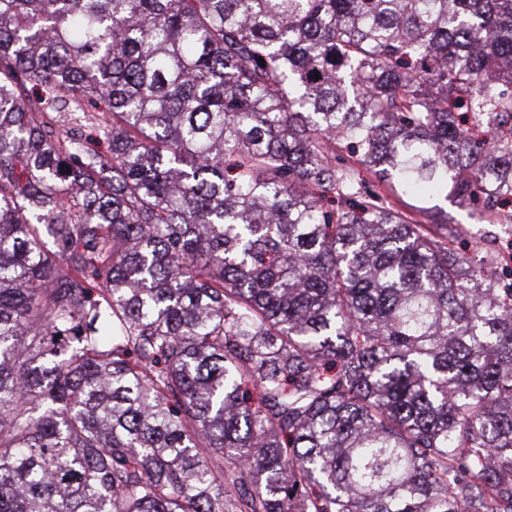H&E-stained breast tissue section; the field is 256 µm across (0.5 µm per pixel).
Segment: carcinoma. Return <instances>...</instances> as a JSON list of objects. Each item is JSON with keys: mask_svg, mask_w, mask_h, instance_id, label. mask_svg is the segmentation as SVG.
<instances>
[{"mask_svg": "<svg viewBox=\"0 0 512 512\" xmlns=\"http://www.w3.org/2000/svg\"><path fill=\"white\" fill-rule=\"evenodd\" d=\"M434 196L512 236V0H0V512H512Z\"/></svg>", "mask_w": 512, "mask_h": 512, "instance_id": "obj_1", "label": "carcinoma"}]
</instances>
